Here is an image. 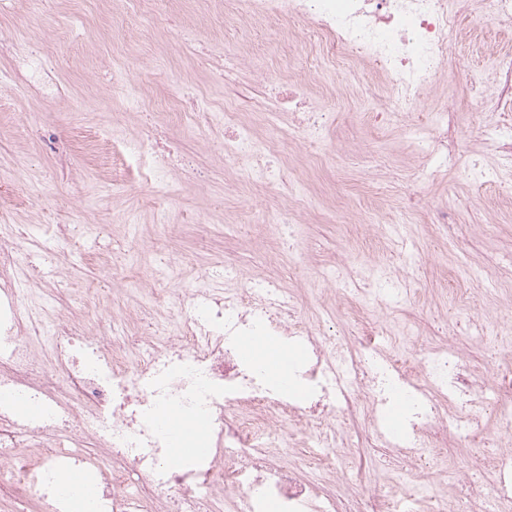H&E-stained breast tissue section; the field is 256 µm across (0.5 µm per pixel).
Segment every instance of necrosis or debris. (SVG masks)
<instances>
[{"label":"necrosis or debris","mask_w":512,"mask_h":512,"mask_svg":"<svg viewBox=\"0 0 512 512\" xmlns=\"http://www.w3.org/2000/svg\"><path fill=\"white\" fill-rule=\"evenodd\" d=\"M473 0H224L225 11L254 20L302 22L329 66L344 64L348 93L358 104L381 102L385 120L399 119L416 146L439 158L425 178L455 166L446 116L452 101L433 98L452 55L460 17ZM496 87L478 109L498 156H512V56L494 63ZM288 124L235 112L197 96L207 125L224 129V164L246 169L254 185L273 186L280 145L315 143L327 125L292 81L281 85ZM431 106L440 120L422 129L412 118ZM14 224H0V494L34 496L39 512H72L63 476H91L100 487L94 512H465L448 499L397 488L379 497L302 478L297 467L273 463L268 448L298 438L323 460L335 453L330 420L362 422L375 446L411 468L476 432L473 408L493 406L512 418V381L487 387L470 378L452 349L424 348L418 361L382 351L373 330L359 340L313 328L282 279L262 286L234 283L217 293L170 264L166 279L182 288L175 319L151 318L129 338L127 318L105 339L89 335L71 313L37 310L28 298L42 284L19 288L28 266ZM251 336L281 338L294 358L280 388L239 345ZM206 422L199 438L208 454L169 461L159 411ZM39 462L30 465L29 452ZM489 491L480 512H512V450L485 457Z\"/></svg>","instance_id":"obj_1"}]
</instances>
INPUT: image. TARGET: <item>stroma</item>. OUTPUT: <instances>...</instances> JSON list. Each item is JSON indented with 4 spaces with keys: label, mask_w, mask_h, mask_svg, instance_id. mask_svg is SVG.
Wrapping results in <instances>:
<instances>
[{
    "label": "stroma",
    "mask_w": 512,
    "mask_h": 512,
    "mask_svg": "<svg viewBox=\"0 0 512 512\" xmlns=\"http://www.w3.org/2000/svg\"><path fill=\"white\" fill-rule=\"evenodd\" d=\"M34 8L30 0H0V37L24 31L43 86L18 95L11 83H0V222L25 228L29 236L21 247L38 241L66 269L54 306L75 309L93 334L105 314L131 315L130 332L137 336L151 294L177 293V283L155 280V266L191 261L189 277L220 288L221 265L231 262L247 278L291 272L288 286L303 300L306 317L330 314L336 330L353 337L361 327L348 316L332 274L345 267L353 287L364 288L363 272L380 265L396 273L405 294L399 303L371 308V316L416 331L415 343L404 346L412 354L423 345L447 347L449 330H456L462 364L480 371L487 351L469 335L472 321L512 325V180L475 184L453 172L438 182H416L424 159L413 139L363 109L334 104L342 77L333 70L317 74L318 49L299 25H282L272 49L264 27L225 14L224 0H41L39 25L24 26ZM184 29L196 34L192 47L177 41ZM228 44L262 59L263 72L243 66L221 71ZM506 53L512 54V30L477 11L460 21L436 95L457 103L453 136L461 154L492 156L476 105L496 83L492 59ZM124 68L137 80L140 111H128L127 91L112 83L113 71ZM291 71L311 75L313 103L335 113L326 144L342 157L316 170L288 165L284 183L269 189L252 188L225 169L223 128L202 125L192 112L172 106L189 80L216 105L240 109ZM28 113L38 116L43 139L20 129ZM148 125L176 141L187 164L151 150L127 156L126 143L140 139ZM158 167L166 170V183L153 181ZM250 207L260 214L295 211L297 248L288 246L287 227L251 222ZM390 210L408 218L415 252L379 235L377 223ZM435 210L447 211V223L430 226ZM162 211L173 236L156 225ZM342 212L352 222L340 227ZM55 224L79 226V242H56ZM89 288L101 289L98 300H84ZM333 430L348 447L328 481L348 468L358 472L363 489L388 493L394 488L389 475L399 471L405 481L427 479L434 491L470 499L477 512V449H449L454 476L438 471L426 477L405 470L388 449L371 447L364 431L340 422Z\"/></svg>",
    "instance_id": "stroma-1"
}]
</instances>
